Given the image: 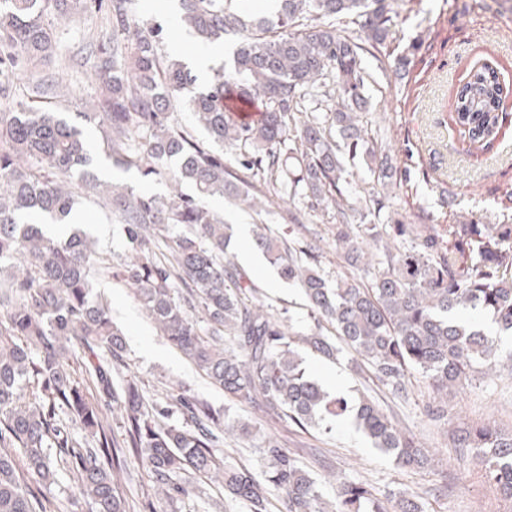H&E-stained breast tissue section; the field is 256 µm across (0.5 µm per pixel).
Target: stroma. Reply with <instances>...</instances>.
<instances>
[{"instance_id": "obj_1", "label": "stroma", "mask_w": 512, "mask_h": 512, "mask_svg": "<svg viewBox=\"0 0 512 512\" xmlns=\"http://www.w3.org/2000/svg\"><path fill=\"white\" fill-rule=\"evenodd\" d=\"M131 7L145 23L162 27L165 55L185 60L193 55L195 46L179 26L175 8H161L158 0H132ZM393 8L399 18L390 38L365 55L371 75L372 110L367 114L371 134L396 147L397 165L407 171L386 200L382 223L427 222L442 232L449 225L473 220L512 224V0H394ZM101 29L97 12L59 23L56 55L10 78L15 95L28 93L65 61L69 93L46 100L45 105L69 114L90 111L95 88L84 61L85 45ZM416 40L421 46L411 52L405 71L381 69L380 62L389 53L408 50ZM485 64L497 69L504 86L503 123L492 146L475 149L468 147L455 124L454 96L457 87ZM208 204L223 212L233 229L265 224L277 235L311 244L328 280H335L343 270L333 236L343 218L332 207L311 204L303 197L278 201L263 210L242 209L213 197ZM82 212L98 248L123 253L122 238L112 233L116 218L110 208L91 201ZM273 274L269 267L250 271L249 276L275 310L289 309L296 324L307 325L300 290L286 283L268 287L266 280ZM95 293L108 304L123 334L120 371L138 381L147 399L165 401L167 391L180 386L216 411L227 412L229 418L260 423L282 445L299 453L302 466L329 505L337 503V478L342 475L379 491L409 492L419 497L425 512H512V500L487 480L478 459L459 456L453 439L458 427L472 423L493 422L512 429V374L502 373L491 382L477 377L463 380L448 397L447 419L434 421L427 414L432 394L419 374L409 375L408 393L402 397L370 374H357L351 350H343L333 360L305 352L304 366L310 376H318L324 368L341 372L351 395L368 394L387 415L397 417L407 432L435 448L430 466L402 469L390 455L373 448L355 424L336 425L328 432L284 427L251 406L227 402L223 391L210 385L162 336L123 282L96 281Z\"/></svg>"}]
</instances>
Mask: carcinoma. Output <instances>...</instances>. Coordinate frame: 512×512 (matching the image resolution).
<instances>
[{
  "label": "carcinoma",
  "mask_w": 512,
  "mask_h": 512,
  "mask_svg": "<svg viewBox=\"0 0 512 512\" xmlns=\"http://www.w3.org/2000/svg\"><path fill=\"white\" fill-rule=\"evenodd\" d=\"M238 0H178L179 20L198 45L236 41L233 65L190 97L197 77L162 54L163 30L146 28L130 0H110L105 32L89 41L99 94L93 112L112 165L168 179L163 199L101 179L82 130L61 112L19 101L0 112V512H60L54 488L74 485L85 512H131L126 486L137 462L169 500L199 499L195 475L219 465L224 429L259 450L261 474L224 463V493L248 512H329L298 455L250 420H220L204 400L179 388L161 404L119 373L124 341L93 279L120 278L168 342L232 403L276 422L318 427L326 418L354 421L400 468H423L432 453L364 396L355 407L330 397L302 367L298 348L334 358L347 347L398 394L417 371L433 393L431 416L448 417V389L470 372L486 381L512 368L498 335H512V224H379L397 185L389 144L363 123L371 111L365 41L386 43L397 23L389 0H273L270 17L237 12ZM102 0H0V75L54 53L51 17L102 10ZM62 74L29 89L59 93ZM503 88L489 66L455 93V123L471 147L499 131ZM260 99V118L226 108L233 98ZM185 100L210 140L244 150L240 166L281 195L316 205L349 206L347 162L362 160L372 179L368 204L352 223L336 225L348 271L329 283L312 246L272 234L255 245L280 277L301 289L310 324L285 323L226 249L224 217L212 196L258 206L251 183L224 164V154L174 118ZM189 185L195 195L182 192ZM92 192L117 216L126 252L108 255L82 232L64 239L44 224H66L80 196ZM472 309L491 317L497 334L462 322ZM121 411L112 435L104 407ZM174 408L190 427L167 422ZM458 447L479 458L501 495L512 499V432L490 423L466 426ZM336 512H424L415 496L380 494L337 479ZM280 493V508L271 489Z\"/></svg>",
  "instance_id": "1"
}]
</instances>
